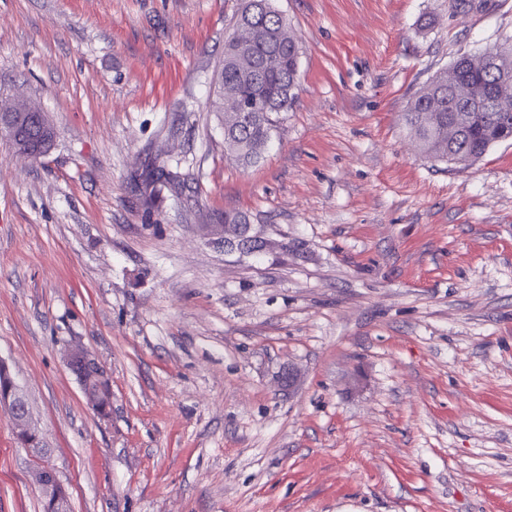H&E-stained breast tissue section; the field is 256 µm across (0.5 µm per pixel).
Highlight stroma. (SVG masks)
Masks as SVG:
<instances>
[{
    "instance_id": "stroma-1",
    "label": "stroma",
    "mask_w": 512,
    "mask_h": 512,
    "mask_svg": "<svg viewBox=\"0 0 512 512\" xmlns=\"http://www.w3.org/2000/svg\"><path fill=\"white\" fill-rule=\"evenodd\" d=\"M243 5L0 0V101L56 130L0 138V363L70 512H512V140L448 164L403 121L512 0H272L298 86L248 167L209 108ZM35 465L0 412V512H42ZM21 120L19 123H4L0 120V135H5L8 138L12 139L14 142L24 146V149L21 150L22 156L27 158H38L43 156V154L47 153L48 150L45 148L43 143L37 142L35 139H32L31 127L29 126V118L26 117L27 122L21 124ZM253 224H249L246 216H230L224 213V224H208L213 240L224 244V248H236L246 251L251 243L258 242L263 245V250L268 242L256 232H253ZM68 364L86 395L96 403L101 382L108 380L104 367L89 354L80 350H74L69 354Z\"/></svg>"
}]
</instances>
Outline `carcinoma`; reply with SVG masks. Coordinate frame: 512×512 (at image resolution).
I'll list each match as a JSON object with an SVG mask.
<instances>
[{
  "label": "carcinoma",
  "instance_id": "cac0c4a2",
  "mask_svg": "<svg viewBox=\"0 0 512 512\" xmlns=\"http://www.w3.org/2000/svg\"><path fill=\"white\" fill-rule=\"evenodd\" d=\"M297 49V38L270 0H246L235 32L224 43V100H211L216 112H238L240 119L224 128V148L244 165L258 161L280 115L293 104ZM463 78L465 85L453 88L448 86V73L434 76L404 113L406 129L429 158L450 163L459 154L471 163L494 144L512 138V116L504 121L500 113L483 110L472 113L453 146H448V112L464 109L461 92H484L493 75L465 68Z\"/></svg>",
  "mask_w": 512,
  "mask_h": 512
}]
</instances>
